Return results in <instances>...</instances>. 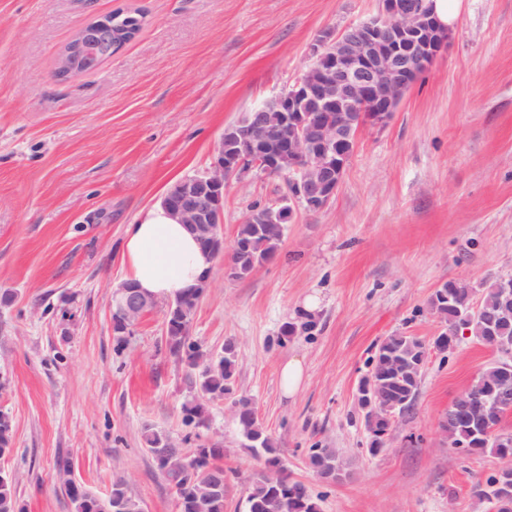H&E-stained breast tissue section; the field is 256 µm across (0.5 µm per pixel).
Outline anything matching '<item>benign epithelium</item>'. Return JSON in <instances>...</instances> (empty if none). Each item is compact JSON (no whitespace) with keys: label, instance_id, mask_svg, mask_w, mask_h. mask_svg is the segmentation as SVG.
Masks as SVG:
<instances>
[{"label":"benign epithelium","instance_id":"obj_1","mask_svg":"<svg viewBox=\"0 0 512 512\" xmlns=\"http://www.w3.org/2000/svg\"><path fill=\"white\" fill-rule=\"evenodd\" d=\"M379 12L337 33L328 28L311 46V70L279 95L254 108L241 127L219 139L209 168L176 181L162 205L215 259L224 255V191L230 180L250 169L288 173L296 191L265 207L255 223L261 230L290 223L294 206L318 213L335 198L345 167L366 126L380 127L395 112L402 95L446 47L449 29L435 18L428 0H380ZM72 48L58 61V74L67 78L106 61L102 33L88 26L76 33ZM249 246L233 242L224 274L236 278ZM147 296L125 286L112 292L124 321L133 325ZM489 343L500 360L498 385L512 387V346L493 336ZM379 381L359 385L358 402H378Z\"/></svg>","mask_w":512,"mask_h":512}]
</instances>
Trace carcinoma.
<instances>
[{"instance_id":"carcinoma-1","label":"carcinoma","mask_w":512,"mask_h":512,"mask_svg":"<svg viewBox=\"0 0 512 512\" xmlns=\"http://www.w3.org/2000/svg\"><path fill=\"white\" fill-rule=\"evenodd\" d=\"M112 46L119 51L131 41L142 26L143 15L135 11L111 14ZM236 239L251 245L254 262L263 264L270 260L278 250L282 241V233L268 231L259 233L258 225L247 218L239 225ZM501 279L491 280L485 287L479 304H474L472 289L465 284L448 289V297H443L442 290H437L429 302L430 309L445 323L442 335L447 338L456 336L460 328L469 331L470 336L479 338L486 335L485 323L496 324L495 335L504 343L512 342V305H507L500 288ZM200 289L194 288L183 293L169 303L168 321L172 328L166 333L169 351L187 365H192L199 355L197 345L189 341L188 328L199 301ZM425 350V341L417 336L406 333H395L385 337L376 345L374 354L368 361V373L378 374L384 378L381 384V402L364 410L365 428L369 435L368 452L375 455L385 445V436L390 422L384 416L383 407L390 402H398L396 408L399 415L411 411L414 405L420 379L411 376L398 378L389 375L386 366V355H394L405 361L418 357ZM236 356L221 353L215 362L195 374L202 397L210 400L222 399L235 385ZM499 366L493 361L481 373L479 380L482 385H473L457 397V407L462 409L473 396L481 399L476 409L478 417L490 427L501 422L508 408L512 407V390L502 393L497 385ZM240 408L236 416V425L241 436L252 443V448L262 451L265 465L276 466L280 473L278 482L272 484L265 477V472L258 473L252 480L245 501V512H269L272 505H278L280 512H320L319 505L300 481L292 479L286 472L280 457L279 449L267 435L259 421L257 411L250 399L238 398ZM440 429L448 437V445L454 449L465 446L463 452L475 454L491 451L498 457L512 455V434L500 438L494 434L489 438L479 439L474 436L473 424L468 418L457 416L440 423ZM144 440L152 455L162 451L177 452V448L169 443V439L161 432L147 427ZM221 455L219 448H198L188 458V468L179 473L164 475L173 490L179 512H224V467L215 463ZM310 463L320 477L341 476L342 465L336 449H311ZM477 493L486 498L498 499L503 495L512 497V478L504 479L499 474L489 475L485 481L477 482ZM69 495L75 504V512H142L140 502L133 497L124 483L112 484L110 493L98 496L87 491L82 485H68ZM0 512H22L15 492V479L0 478Z\"/></svg>"}]
</instances>
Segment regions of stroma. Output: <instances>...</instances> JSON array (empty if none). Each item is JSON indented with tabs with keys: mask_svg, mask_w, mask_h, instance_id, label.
Here are the masks:
<instances>
[{
	"mask_svg": "<svg viewBox=\"0 0 512 512\" xmlns=\"http://www.w3.org/2000/svg\"><path fill=\"white\" fill-rule=\"evenodd\" d=\"M379 0H0V411L13 424L0 468L24 512H75L67 481L106 494L124 478L144 512H178L148 451L152 426L175 446L223 448L224 512H244L262 455L247 448L230 400L205 403L166 343L157 300L124 345L109 297L127 279L129 224L177 180L206 171L227 125L313 64L326 28L343 31ZM116 10L140 31L92 73L57 77L74 35ZM282 177L251 172L224 195L225 245ZM512 276V0H460L447 47L391 119L358 135L334 200L297 210L276 255L251 276L212 262L189 337L207 354L237 345L236 394L249 398L292 479L320 512H488L477 481L500 461L462 455L439 422L494 352L472 338L431 354L413 409L386 447L368 451L358 387L376 345L395 332L432 341L429 300L446 281L474 292ZM318 301L301 330L306 298ZM297 327L283 335L287 324ZM299 359L293 396L280 366ZM347 467L316 476L309 450ZM70 460L69 476L57 462Z\"/></svg>",
	"mask_w": 512,
	"mask_h": 512,
	"instance_id": "1",
	"label": "stroma"
}]
</instances>
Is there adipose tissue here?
Masks as SVG:
<instances>
[{
  "label": "adipose tissue",
  "mask_w": 512,
  "mask_h": 512,
  "mask_svg": "<svg viewBox=\"0 0 512 512\" xmlns=\"http://www.w3.org/2000/svg\"><path fill=\"white\" fill-rule=\"evenodd\" d=\"M122 260L128 280L155 299L199 287L211 267L185 227L160 205L128 226Z\"/></svg>",
  "instance_id": "ef3b65f1"
}]
</instances>
